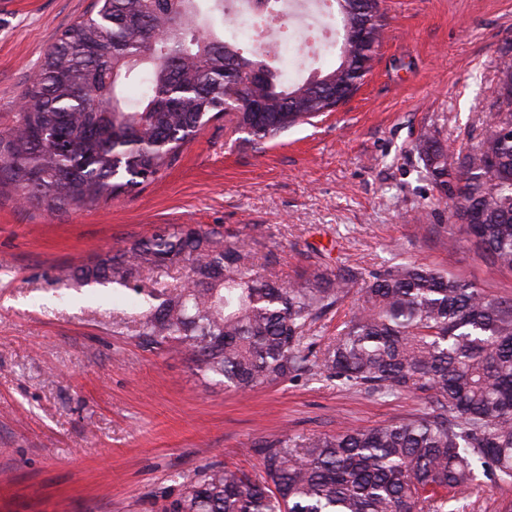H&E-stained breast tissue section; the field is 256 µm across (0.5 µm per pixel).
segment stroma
I'll list each match as a JSON object with an SVG mask.
<instances>
[{
  "instance_id": "35a3bbf8",
  "label": "stroma",
  "mask_w": 512,
  "mask_h": 512,
  "mask_svg": "<svg viewBox=\"0 0 512 512\" xmlns=\"http://www.w3.org/2000/svg\"><path fill=\"white\" fill-rule=\"evenodd\" d=\"M93 0H0V132L57 37ZM373 67L335 112L270 141L210 122L134 196L48 212L0 192V512H162L185 475L255 474L283 433L332 435L427 409L317 376L224 389L138 335L140 296L102 297L70 271L167 224L246 241L283 280L400 260L512 293L469 242L449 250L450 202L417 152L475 146L512 57V0H384Z\"/></svg>"
}]
</instances>
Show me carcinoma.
Returning a JSON list of instances; mask_svg holds the SVG:
<instances>
[{
  "mask_svg": "<svg viewBox=\"0 0 512 512\" xmlns=\"http://www.w3.org/2000/svg\"><path fill=\"white\" fill-rule=\"evenodd\" d=\"M94 0L65 30L0 134V189L49 211L132 194L171 168L210 121L271 140L313 124L369 73L383 30L380 0H333L338 64L288 84L275 61L246 52L215 25L224 0ZM501 103L478 144L417 150L452 200L448 248L472 242L512 273V60ZM247 244L172 225L76 269L86 283L142 292L164 268L182 283L153 290L138 336L187 355L226 389L314 370L378 397L431 393L429 412L334 435H284L256 449L262 474L214 466L187 476L165 512H465L480 479L512 483V298L401 261L364 277L316 270L290 281L257 273ZM362 281L361 303L327 343L312 325Z\"/></svg>",
  "mask_w": 512,
  "mask_h": 512,
  "instance_id": "obj_1",
  "label": "carcinoma"
}]
</instances>
